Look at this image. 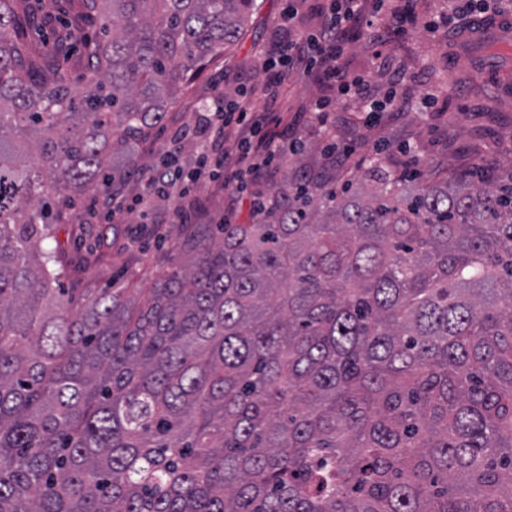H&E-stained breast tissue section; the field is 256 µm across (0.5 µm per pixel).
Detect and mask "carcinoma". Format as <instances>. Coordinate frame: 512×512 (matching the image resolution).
<instances>
[{
    "label": "carcinoma",
    "mask_w": 512,
    "mask_h": 512,
    "mask_svg": "<svg viewBox=\"0 0 512 512\" xmlns=\"http://www.w3.org/2000/svg\"><path fill=\"white\" fill-rule=\"evenodd\" d=\"M254 5L68 0L99 33L37 51L0 0V512H512V186L299 158L146 297L61 287L42 242Z\"/></svg>",
    "instance_id": "obj_1"
}]
</instances>
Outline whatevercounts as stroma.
<instances>
[{"label": "stroma", "instance_id": "1", "mask_svg": "<svg viewBox=\"0 0 512 512\" xmlns=\"http://www.w3.org/2000/svg\"><path fill=\"white\" fill-rule=\"evenodd\" d=\"M290 1L304 26L318 24L319 0H256L246 35L210 63L169 108L164 124L151 138L134 144L131 155H115L113 167L127 169L132 155L149 165L159 162L177 131H196L206 124L208 114L198 108L201 98L231 97L246 88L253 92L248 101L253 111L282 114L279 142L287 145L301 139V148L310 152L312 164H321L326 139L351 147L353 154L345 166L349 178H358L359 166L378 155L375 145L383 142L387 149L381 155L389 165L413 171L423 179L483 171L490 173L496 184L512 182V94H502L489 71L479 69L477 60L465 54L462 45L453 44L447 27L427 26L430 19L459 15V0H388L377 24L389 29L400 18L404 31L390 36L379 51L362 31H348L341 70L370 80V89L379 98L387 90L389 70H399L405 76L400 94L415 108L399 117L380 112L370 121L359 102L349 100L337 103L324 123L315 119L311 105L329 94L328 81L296 77L274 104L263 95L264 87L275 77L265 61L276 44L288 37L280 20ZM429 89L438 96L431 107L422 102ZM180 205L200 224H216L226 217L241 223L251 210L249 198L235 197L232 188L213 184L197 188ZM176 236L175 224H156L151 216L138 212L126 224L83 225L71 233L65 250L74 253L97 244L103 257L97 264L72 269L63 285L148 292L159 264H171Z\"/></svg>", "mask_w": 512, "mask_h": 512}]
</instances>
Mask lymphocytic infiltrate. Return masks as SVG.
Returning <instances> with one entry per match:
<instances>
[{"mask_svg":"<svg viewBox=\"0 0 512 512\" xmlns=\"http://www.w3.org/2000/svg\"><path fill=\"white\" fill-rule=\"evenodd\" d=\"M385 7V0H326L320 8L322 20L312 31L289 37L278 50L279 70L274 82L265 92L278 96L279 87L293 76L325 75L334 82L338 96L361 100L363 111L375 113L386 109L400 110L405 106L396 93L402 82L400 72H392V91L386 100H376L369 90L367 79L347 76L338 62L345 51L347 28L365 29L374 46H382L384 33L375 26L374 15ZM280 118L272 112H254L245 101L230 100L218 103L205 127V137L196 148L195 177H205L219 184L236 182L238 190L259 186L269 181V167L280 153L274 133ZM234 137L236 153L224 150L225 137ZM189 186L183 169L174 168L161 176H148L144 187L135 196H126L123 188L115 187L100 197L105 219L110 224L127 223L136 207L170 212L179 223L188 216L178 205Z\"/></svg>","mask_w":512,"mask_h":512,"instance_id":"lymphocytic-infiltrate-1","label":"lymphocytic infiltrate"}]
</instances>
